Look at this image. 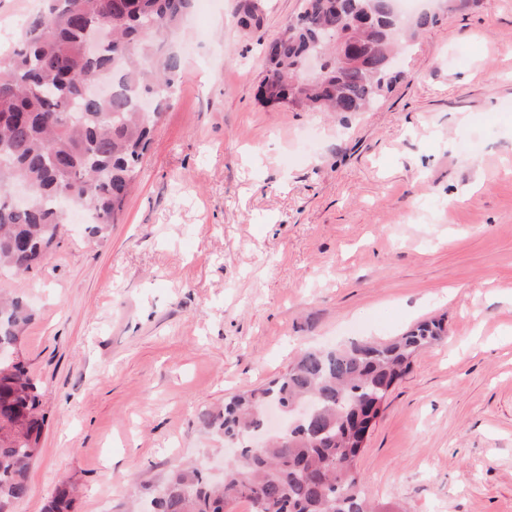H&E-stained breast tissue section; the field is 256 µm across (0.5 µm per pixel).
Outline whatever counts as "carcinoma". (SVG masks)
<instances>
[{
	"instance_id": "cac0c4a2",
	"label": "carcinoma",
	"mask_w": 512,
	"mask_h": 512,
	"mask_svg": "<svg viewBox=\"0 0 512 512\" xmlns=\"http://www.w3.org/2000/svg\"><path fill=\"white\" fill-rule=\"evenodd\" d=\"M192 0H45L9 57L0 59V188L31 190L19 207L0 192V270L28 272L60 243L64 195L93 215L92 235L117 220L136 180L152 132L169 107L183 69L169 50ZM240 25L260 26L259 6L242 4ZM370 67L336 65V42L352 18ZM437 23L422 11L407 19L395 0H306L285 32L263 47L268 62L260 95L272 107L362 112L396 82L387 56ZM319 53L323 72L305 79L306 58ZM30 320L22 300L0 297V350L14 349ZM446 338L443 321L417 324L388 342L307 348L265 387L232 396L209 424L235 445L215 486L195 467L175 468L150 501V512H234L242 498L253 512H403L374 499L357 463L392 387L425 349ZM39 381L24 361L0 365V512L29 492L45 416ZM314 406L310 422L254 448L261 408ZM76 487L65 483L47 512H69Z\"/></svg>"
}]
</instances>
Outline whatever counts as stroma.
I'll use <instances>...</instances> for the list:
<instances>
[{
    "mask_svg": "<svg viewBox=\"0 0 512 512\" xmlns=\"http://www.w3.org/2000/svg\"><path fill=\"white\" fill-rule=\"evenodd\" d=\"M191 10L184 72L115 224L65 225L0 275L32 320L18 349L45 391L42 453L14 512L62 481L72 512L149 504L193 460L232 455L205 420L310 345L385 341L444 316L448 338L391 390L359 462L406 512H512V0H471L399 63L368 111L258 98L261 44L303 0ZM41 0H0V52Z\"/></svg>",
    "mask_w": 512,
    "mask_h": 512,
    "instance_id": "1",
    "label": "stroma"
}]
</instances>
